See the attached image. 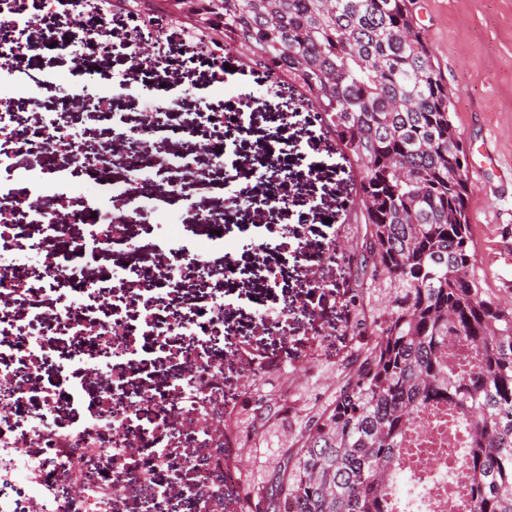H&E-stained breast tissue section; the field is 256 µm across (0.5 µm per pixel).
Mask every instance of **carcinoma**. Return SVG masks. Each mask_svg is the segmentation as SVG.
<instances>
[{"label":"carcinoma","instance_id":"carcinoma-1","mask_svg":"<svg viewBox=\"0 0 512 512\" xmlns=\"http://www.w3.org/2000/svg\"><path fill=\"white\" fill-rule=\"evenodd\" d=\"M196 35L216 21L275 87L301 91L358 170L348 213L364 226L357 255L342 252L348 305L375 324L354 374L327 355L318 375L292 379L293 416L267 372L250 378L228 426L254 433L267 464L239 474L237 512H384L404 429L446 397L467 415L464 462L473 512H512V304L480 275L468 224L466 150L448 88L411 0H175ZM452 334L479 349L474 370L441 365ZM293 510H288V507Z\"/></svg>","mask_w":512,"mask_h":512}]
</instances>
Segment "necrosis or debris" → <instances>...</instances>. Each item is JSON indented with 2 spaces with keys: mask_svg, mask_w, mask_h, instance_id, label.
<instances>
[{
  "mask_svg": "<svg viewBox=\"0 0 512 512\" xmlns=\"http://www.w3.org/2000/svg\"><path fill=\"white\" fill-rule=\"evenodd\" d=\"M26 17H0V96L14 94L13 57L22 49ZM111 79L101 78L89 104L109 124L107 142L73 132L70 110L29 111L26 101L0 112V238L22 252L37 251L41 269L20 277L14 260L0 255V299L11 302L0 317V512H236L228 490L248 446L245 435L224 430V412L239 399L256 367L238 337L211 335L196 326L194 310L175 293L186 280L231 277L232 256L222 267L206 254L234 227L220 212H199L184 223V209L209 190L208 171L175 155L172 136L206 133L225 150L227 134L245 128L242 112L160 111L129 124L114 111ZM91 183L80 207L70 208L59 156ZM53 197L55 207L44 206ZM159 220L165 252L147 253L134 227ZM85 233H76V226ZM123 250L118 277L86 276V254ZM154 276H147V269ZM137 291L143 311L128 315L124 301ZM309 327L297 335L284 318L256 311L266 335L280 338L267 369L282 370L301 347L298 370L315 373L327 353L329 322L306 307ZM68 344L54 359L48 337ZM86 368L104 378L112 414L85 417L68 429L53 427V388L32 382L53 361ZM35 413H26L31 400ZM470 436L456 407L438 399L418 413L397 457L398 489L387 491L388 512H469L471 478L463 450Z\"/></svg>",
  "mask_w": 512,
  "mask_h": 512,
  "instance_id": "4bbe7bcc",
  "label": "necrosis or debris"
}]
</instances>
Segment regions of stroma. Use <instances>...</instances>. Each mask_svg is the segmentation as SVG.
I'll list each match as a JSON object with an SVG mask.
<instances>
[{
  "mask_svg": "<svg viewBox=\"0 0 512 512\" xmlns=\"http://www.w3.org/2000/svg\"><path fill=\"white\" fill-rule=\"evenodd\" d=\"M156 5L168 12L161 56L179 93V111L249 108L251 122L236 137L239 155L255 156L268 145L283 155L294 180L295 201L287 211H269L266 239L275 244L287 238L312 253L326 249L332 235L327 217L343 220L354 194L348 164L336 153L325 156L321 167H312L309 146L319 135L318 127L295 115L293 93L269 92L262 70L245 65L242 53L225 54L224 86L213 92L208 62L188 59L184 53L175 29L178 15L170 13L168 0H157ZM411 10L447 83L450 119L466 145L469 162H476L483 149L494 157L493 165L470 176L468 221L488 288L501 302L512 303V0H413ZM13 64L60 78L54 96L32 100L31 111L52 108L73 92L69 76L74 63L69 56L53 51L36 59L19 55ZM283 125L288 140L275 142ZM228 251L235 275L223 282L186 283L179 291L182 303L196 305L223 294L248 298L249 307L224 314L225 326L241 337L250 333L252 303L279 309L296 308L307 300L313 284L303 265L290 259L279 262V288L266 292L254 276L259 255L252 231L238 233L225 250L208 253L209 264L222 266Z\"/></svg>",
  "mask_w": 512,
  "mask_h": 512,
  "instance_id": "35a3bbf8",
  "label": "stroma"
}]
</instances>
